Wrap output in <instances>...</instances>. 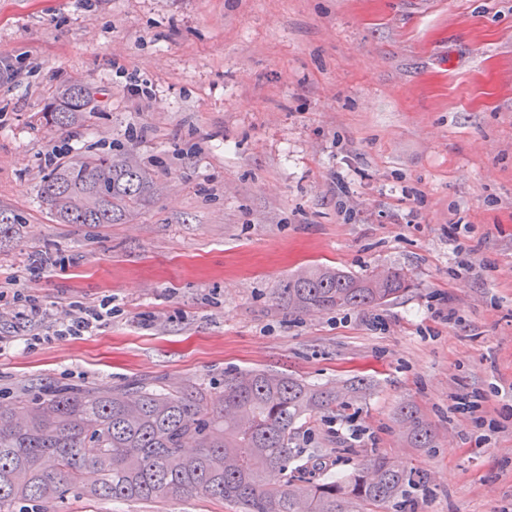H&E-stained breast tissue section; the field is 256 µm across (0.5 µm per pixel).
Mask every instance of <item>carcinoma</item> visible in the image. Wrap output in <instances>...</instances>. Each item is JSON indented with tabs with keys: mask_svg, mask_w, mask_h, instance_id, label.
<instances>
[{
	"mask_svg": "<svg viewBox=\"0 0 512 512\" xmlns=\"http://www.w3.org/2000/svg\"><path fill=\"white\" fill-rule=\"evenodd\" d=\"M79 83L62 87L42 113L65 128L91 110ZM154 194L151 174L132 150L82 154L51 166L40 198L60 224H120ZM18 217L0 209V242ZM409 287L397 271L357 276L340 268L302 269L277 289L288 312L376 307ZM366 389L362 379L323 387L282 372L244 369L224 385L166 390L152 382L109 389L59 388L0 406V512H53L67 495L123 501H169L202 495L240 512L385 510L397 503L411 473L375 454L343 479L316 477L296 447L307 420L333 413ZM400 418L417 448L431 433L414 407Z\"/></svg>",
	"mask_w": 512,
	"mask_h": 512,
	"instance_id": "1",
	"label": "carcinoma"
}]
</instances>
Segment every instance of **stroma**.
<instances>
[{"instance_id": "1", "label": "stroma", "mask_w": 512, "mask_h": 512, "mask_svg": "<svg viewBox=\"0 0 512 512\" xmlns=\"http://www.w3.org/2000/svg\"><path fill=\"white\" fill-rule=\"evenodd\" d=\"M88 85L76 126L37 119ZM134 149L153 201L47 216L59 154ZM0 283L50 308L0 357V404L266 369L371 387L302 426L320 473L373 454L421 482L392 512H512V0H0ZM403 271L385 305L288 313L296 271ZM77 306L99 329L58 336ZM433 433L414 447L397 414ZM59 512H236L71 493ZM400 418L409 424V435L417 448H427L431 442V433L423 423L413 406L405 405L399 410Z\"/></svg>"}]
</instances>
